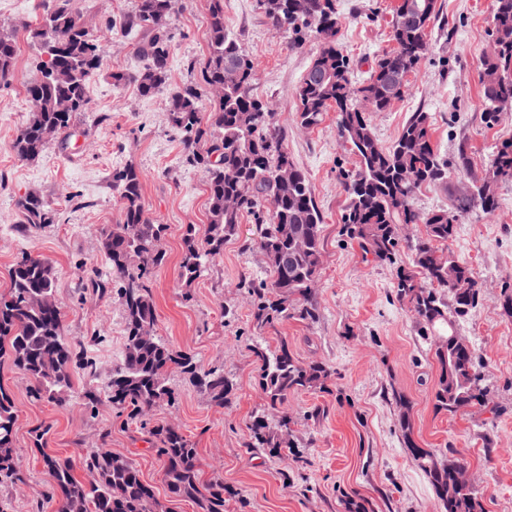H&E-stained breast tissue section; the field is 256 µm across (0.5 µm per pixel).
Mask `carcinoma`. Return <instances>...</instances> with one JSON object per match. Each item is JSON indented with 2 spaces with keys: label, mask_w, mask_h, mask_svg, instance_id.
<instances>
[{
  "label": "carcinoma",
  "mask_w": 512,
  "mask_h": 512,
  "mask_svg": "<svg viewBox=\"0 0 512 512\" xmlns=\"http://www.w3.org/2000/svg\"><path fill=\"white\" fill-rule=\"evenodd\" d=\"M273 30L291 37V46L311 35L320 49L311 60L297 97L299 122L310 127L322 122L326 112H336V131L349 144L357 169L347 177L348 203L342 217L346 234L379 263L396 262L403 224H422L425 236L408 246L410 269L397 268L395 296L407 305L420 325L424 339L433 342L439 377L432 400L436 411L451 415L488 407V389L474 348L457 334V322L481 301V284L472 270L440 246L454 236L458 213L478 207L491 211L494 189L512 178V142L493 155L479 185L458 210L424 213L414 205L422 186H438L448 179V164L441 161L431 140L427 112H413L395 142L388 148L376 140L361 106L382 112L404 93L405 80L423 58L431 22L438 16L437 0H399L391 39L394 48L375 64L367 82L352 86L349 58L340 42V14L336 0H260ZM170 0H137L124 31L146 60L139 73H109L112 86L134 81L144 95L160 93L168 79ZM81 15L70 0H54L38 24L29 29L30 40L47 56L38 63L40 76L27 86L32 103L29 119L17 129L13 149L23 159H34L53 138H66L72 120L91 111L86 91L106 63L92 33L80 28ZM492 40L497 50L482 59L483 119L497 124L512 107V0H494ZM17 56L13 32L0 27V86L11 83ZM237 68L240 81L224 85V69ZM68 73L59 82L54 72ZM254 66L237 39L224 27V0H209V54L202 71L204 84L223 89L216 105L201 110L196 89L187 87L168 100L171 126L182 137L186 161L206 177L209 197L208 227L199 241L189 224L182 237L180 276L186 285L201 277L206 263L224 251L235 236L241 217L254 216L255 244L273 273L268 283L242 282L253 299L257 328H273L288 319L314 322L317 306L313 288L320 275L321 224L310 181L284 147L274 115L251 94ZM291 167L294 184L283 188L277 180L282 165ZM142 173L133 165L112 170V191L120 202L118 223L101 232L100 245L110 274L123 281L126 341L120 363L103 388L112 405L136 420L144 408L170 403L171 370L188 375L211 402L222 405L233 384L219 369L200 370L194 357L177 351L157 335V316L149 289L152 271L166 261L161 240L166 226L155 222L141 194ZM236 207L229 210L225 203ZM25 231L33 233L54 223L46 202L29 194L19 202ZM252 353L259 364L267 408L278 410L300 391L322 388L330 375L322 362L299 360L285 340L275 350L255 342ZM0 359L23 371L31 381L34 401L59 402L72 385V370L91 368V362L62 336L61 309L56 298L53 267L38 255L25 253L9 272V287L0 293ZM400 430L413 461L431 480L442 512H484L478 490L460 484L456 473L464 470L450 456L438 458L413 438L409 405L398 398ZM17 407L0 388V484L15 475V424ZM295 422L283 412L270 421L253 416L248 447L279 457L293 448ZM149 433L163 459V480L175 498L193 501L198 512H224V495L233 492L224 482L201 481L197 449L172 427L155 425ZM44 468L54 481L58 512H167L151 486L128 457L104 447L81 458L90 476L87 482L74 474L68 459L45 453Z\"/></svg>",
  "instance_id": "cac0c4a2"
}]
</instances>
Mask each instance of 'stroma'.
Masks as SVG:
<instances>
[{"label":"stroma","instance_id":"obj_1","mask_svg":"<svg viewBox=\"0 0 512 512\" xmlns=\"http://www.w3.org/2000/svg\"><path fill=\"white\" fill-rule=\"evenodd\" d=\"M136 0H74L93 26L108 65L128 72L145 62L121 30ZM396 0H337L342 17L340 43L350 58L352 83L361 86L376 61L390 52ZM429 29V50L410 73L403 96L368 120L379 144L391 146L411 113L431 117L433 146L448 161V182L426 187L416 198L425 213L451 210L459 189L479 179L497 148L512 141V112L498 125L483 121L482 59L490 39L493 0H438ZM43 13L42 0H0V22L16 30L14 79L0 87V291L21 253L47 260L55 271L62 334L95 363L92 374L76 373L62 402L31 401L27 377L0 364V386L17 409L19 481L0 485L4 512H56L53 480L43 453L79 461L105 445L127 456L168 512H197L187 499L171 497L163 480L147 424L182 432L198 450L201 479H221L231 489L224 512H344L341 501H361L365 512H441L429 477L413 462L399 428L396 395L411 403L413 435L420 447L462 460L483 498L485 512H512V317L496 301L512 285V180L496 190L492 212L460 214L448 250L470 266L485 287L481 305L458 330L475 348L498 414L436 412L432 392L439 368L413 315L394 294L396 266H411L400 250L395 265L380 264L350 240L342 224L347 197L342 175L356 160L336 134V114L315 127L298 121L296 90L318 51L314 39L291 48L272 30L259 0H224V25L254 62L255 98L275 114L289 155L303 170L323 216L322 266L313 298L319 317L258 330L251 299L241 284L268 281L272 274L253 245V217L243 216L224 252L203 276L185 285L179 275L182 236L194 225L205 236L208 192L201 169L183 160L180 136L168 120L169 94L194 87L203 107L213 95L201 71L209 50L207 0H176L171 15L169 81L164 93L146 97L136 85L114 88L108 74L91 82L92 111L75 119L66 142L51 140L37 158L12 148L17 128L31 106L25 92L40 58L28 29ZM468 168L455 164L459 151ZM131 164L144 175L142 198L149 215L165 224L161 245L166 262L153 270L150 287L157 333L173 348L195 356L202 369H223L234 390L224 405L210 401L180 371H172V403L149 409L143 421L118 413L107 399H89L112 375L124 349L125 312L120 283L109 273L99 233L118 223L120 204L112 193V171ZM37 193L56 213L55 223L20 233L21 197ZM287 340L301 361L329 366L324 390L289 396L284 411L295 420L294 452L272 458L249 448L247 425L263 409L260 370L250 347ZM44 427L42 446L31 432Z\"/></svg>","mask_w":512,"mask_h":512}]
</instances>
